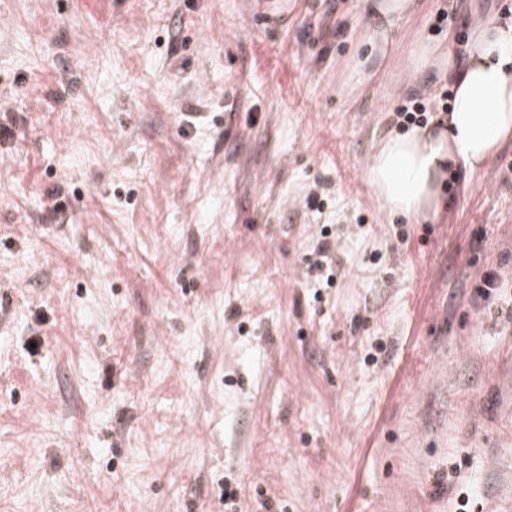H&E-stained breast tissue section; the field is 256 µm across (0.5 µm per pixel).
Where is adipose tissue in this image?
<instances>
[{"label":"adipose tissue","instance_id":"1","mask_svg":"<svg viewBox=\"0 0 512 512\" xmlns=\"http://www.w3.org/2000/svg\"><path fill=\"white\" fill-rule=\"evenodd\" d=\"M415 7V0H362L372 22L368 58L386 56L391 32ZM434 64L446 66L453 87L445 121L383 137L364 171L382 208L412 221L439 211L451 169H480L512 138V20L477 23L461 63L443 48L422 46L414 70Z\"/></svg>","mask_w":512,"mask_h":512}]
</instances>
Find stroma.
I'll list each match as a JSON object with an SVG mask.
<instances>
[{
	"mask_svg": "<svg viewBox=\"0 0 512 512\" xmlns=\"http://www.w3.org/2000/svg\"><path fill=\"white\" fill-rule=\"evenodd\" d=\"M360 13L0 0V512H512V139L419 224L363 178L512 0H417L353 90ZM427 108L425 101L419 102L416 100H410L408 104L401 106L394 112V115L390 118L394 124L399 127H408V125H420L421 123L428 122L429 115L431 112H426ZM329 232L327 229L320 231V236L317 238V245L313 248V255L316 258L312 262H308L306 273L308 278L314 274L315 277L320 279L322 276L326 278L325 282L328 287H331L336 278V239L329 240ZM503 279V272L497 268H491L489 271H486L480 280V284L474 289L473 298L489 299L502 288Z\"/></svg>",
	"mask_w": 512,
	"mask_h": 512,
	"instance_id": "35a3bbf8",
	"label": "stroma"
}]
</instances>
